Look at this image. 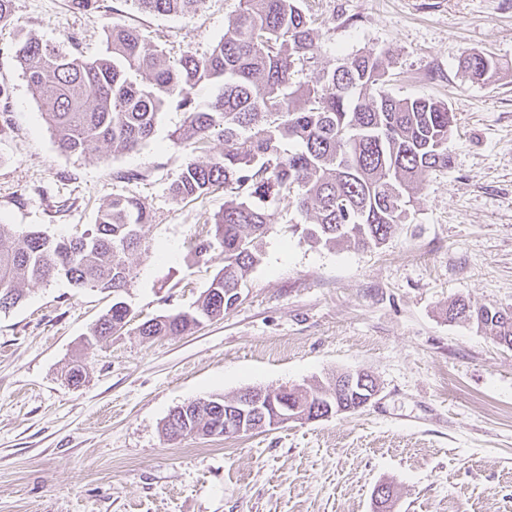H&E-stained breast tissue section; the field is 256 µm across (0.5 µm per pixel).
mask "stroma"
Masks as SVG:
<instances>
[{
	"label": "stroma",
	"instance_id": "1",
	"mask_svg": "<svg viewBox=\"0 0 512 512\" xmlns=\"http://www.w3.org/2000/svg\"><path fill=\"white\" fill-rule=\"evenodd\" d=\"M238 6L150 15L98 0L89 14L72 0H14L0 25V224L66 234L115 195L152 216L149 253L130 259L122 330L88 344L112 297L61 278L0 311V512H373L382 484L392 512H512V349L447 317L460 296L512 310V0H304L324 24L323 65L371 50L388 93L448 105L452 164L428 174L407 223L375 249L313 245L293 230L304 216L274 205L260 261L223 318L147 339L141 323L190 309L223 268L221 250L199 258L194 243L224 194L173 200L188 154L171 140L185 120L172 108L135 151L61 152L16 45L34 37L92 57L118 22L169 56L203 52ZM469 50L499 59L492 82L464 76ZM77 363L76 386L64 372ZM357 369L379 393L355 412L233 438L162 433L194 399Z\"/></svg>",
	"mask_w": 512,
	"mask_h": 512
}]
</instances>
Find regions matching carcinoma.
I'll use <instances>...</instances> for the list:
<instances>
[{
	"mask_svg": "<svg viewBox=\"0 0 512 512\" xmlns=\"http://www.w3.org/2000/svg\"><path fill=\"white\" fill-rule=\"evenodd\" d=\"M142 13L197 11L206 0H130ZM301 0H240L224 35L203 54L186 47L171 60L136 29L114 23L97 56H75L36 38L20 42L16 58L40 101L59 149L85 155L103 143L129 152L150 140L159 114L174 102L187 114L173 143L190 153L205 150L215 134L224 150L188 159L171 185L177 201L224 190V208L214 214L209 236L195 245L198 256L215 247L224 268L195 306L143 322L142 336H180L206 320L224 317L238 300L227 289L241 286L260 261L261 244L273 223L268 208L281 201L308 219L295 225L308 242L327 248L349 243L384 245L408 219L413 190L432 171L451 166L448 137L454 115L444 103L401 99L383 89L385 60L371 52L348 56L332 68L321 65L317 28ZM460 67L469 81L484 84L500 63L483 51H466ZM305 70L315 80L296 83ZM220 85L200 101L195 89ZM151 216L134 196L114 195L96 223L67 235L17 234L0 225V310L16 305L22 285L64 277L78 288L114 296L91 330L104 339L130 321L120 294L129 286L128 259L141 247ZM472 318L493 340L512 349V315L463 298L448 305V321ZM322 384L292 393L308 416H321ZM224 400L208 409L190 403L173 410L163 434L211 435L224 415Z\"/></svg>",
	"mask_w": 512,
	"mask_h": 512,
	"instance_id": "1",
	"label": "carcinoma"
}]
</instances>
